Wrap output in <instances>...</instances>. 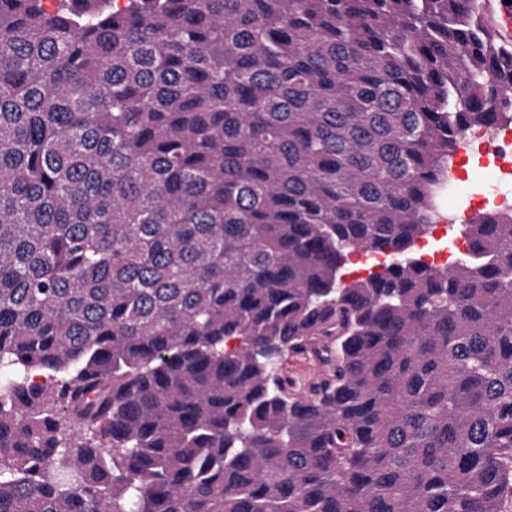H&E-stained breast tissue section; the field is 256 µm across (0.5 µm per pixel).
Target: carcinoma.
Here are the masks:
<instances>
[{
  "label": "carcinoma",
  "mask_w": 512,
  "mask_h": 512,
  "mask_svg": "<svg viewBox=\"0 0 512 512\" xmlns=\"http://www.w3.org/2000/svg\"><path fill=\"white\" fill-rule=\"evenodd\" d=\"M45 2L0 0V512H512V208L412 255L512 119L493 0ZM440 226H446L447 232L445 235L440 234ZM459 228L460 227L458 225H454V227L449 230L448 223L445 221L441 222L435 229L433 238L422 239L416 243L413 249L415 255L417 257L422 256L424 259H430V257L433 256L435 252H437L438 254H443L445 257H447L448 263L454 261L458 256H460L459 251L464 253L468 249L466 242H459L457 239L460 236ZM456 245H458L459 251Z\"/></svg>",
  "instance_id": "cac0c4a2"
}]
</instances>
